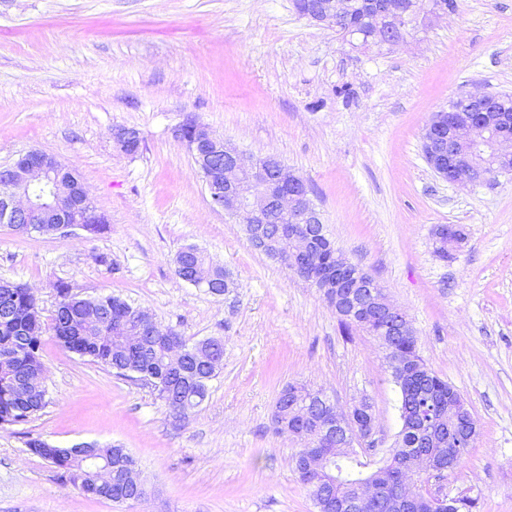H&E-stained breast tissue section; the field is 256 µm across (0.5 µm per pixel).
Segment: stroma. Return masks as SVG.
Segmentation results:
<instances>
[{"instance_id":"1","label":"stroma","mask_w":512,"mask_h":512,"mask_svg":"<svg viewBox=\"0 0 512 512\" xmlns=\"http://www.w3.org/2000/svg\"><path fill=\"white\" fill-rule=\"evenodd\" d=\"M399 45L352 46L300 17L292 0H0V164L40 150L74 167L106 231L19 236L0 224V278L115 294L185 338L224 341L203 404L173 418L151 389L44 336L49 403L0 428V512H315L291 465L296 441L273 424L299 382L341 407L368 399L375 452L401 427L385 352L345 331L323 294L250 244L213 209L173 130L195 117L302 176L336 249L370 273L411 321L429 368L465 399L478 437L444 481L473 512H512V178L454 185L422 151L449 100L512 95V0H457ZM143 137L137 154L116 127ZM439 224L466 227L453 258ZM195 244L233 281L216 297L174 273ZM129 449L155 490L119 507L88 497L29 439Z\"/></svg>"}]
</instances>
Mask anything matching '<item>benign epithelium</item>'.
<instances>
[{
    "instance_id": "7a95c632",
    "label": "benign epithelium",
    "mask_w": 512,
    "mask_h": 512,
    "mask_svg": "<svg viewBox=\"0 0 512 512\" xmlns=\"http://www.w3.org/2000/svg\"><path fill=\"white\" fill-rule=\"evenodd\" d=\"M300 16L327 26L336 16L349 10L347 0H293ZM415 11V0L401 4L397 0L387 3L380 21L369 38L375 44L397 45L405 41L407 27L402 18ZM175 137L182 142L197 166L210 204L217 210L239 219L251 227L250 241L260 251L266 245L262 223L264 212L273 208L288 218V238L293 248L284 260L294 269L298 264L313 260V248L309 241L294 234L293 228L306 224L321 225L323 218L310 198L306 182L282 161L272 166L263 165L259 158L228 144L210 127L187 119L174 130ZM422 147L432 158L431 169L441 179L451 183H474L476 179L462 173L464 164H478L481 159L493 162L492 174H512V116L506 113L490 117L485 112L474 115L462 113L453 127L434 120L423 133ZM79 211H88L100 223L104 217L96 212L88 191L77 171L57 156L38 150L22 153L6 165H0V223L27 224L31 232L39 225L51 222L60 225L59 232L66 236L70 229L82 220ZM348 262L336 265V294L332 303L346 316H368L385 320L390 327L398 329L405 314L381 291L373 288L370 297H365L349 288L344 281V270ZM152 334L162 338L170 362L178 366L188 359V349L171 327L152 322ZM297 398L295 406L294 434L301 441L313 440L304 458L308 470L327 471L330 461L339 454V449L355 444L373 448L376 440L372 410L365 401H360L348 410L328 401V410L311 428L301 406L308 396L325 394L307 389L292 392ZM407 477L404 480L402 497L408 502L422 501L427 512H447L451 500L442 486L430 487L429 480L441 481L454 471L455 457L441 454L429 467H424L422 455L417 448L407 451ZM119 478L130 494L121 498L126 504L141 503L143 482L135 458L128 459L119 472ZM384 498L381 485L363 481L357 493L347 503L350 512H371L376 503Z\"/></svg>"
}]
</instances>
